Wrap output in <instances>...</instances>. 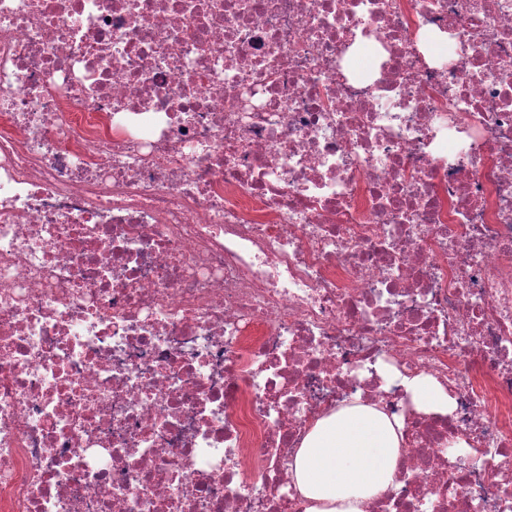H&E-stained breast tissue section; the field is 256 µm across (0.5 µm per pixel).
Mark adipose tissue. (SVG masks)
<instances>
[{"label": "adipose tissue", "mask_w": 512, "mask_h": 512, "mask_svg": "<svg viewBox=\"0 0 512 512\" xmlns=\"http://www.w3.org/2000/svg\"><path fill=\"white\" fill-rule=\"evenodd\" d=\"M402 419L361 400L315 421L291 464L304 512H365L396 486Z\"/></svg>", "instance_id": "obj_1"}]
</instances>
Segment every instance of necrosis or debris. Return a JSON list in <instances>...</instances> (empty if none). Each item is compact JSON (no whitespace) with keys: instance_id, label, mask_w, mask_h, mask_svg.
Returning a JSON list of instances; mask_svg holds the SVG:
<instances>
[{"instance_id":"necrosis-or-debris-1","label":"necrosis or debris","mask_w":512,"mask_h":512,"mask_svg":"<svg viewBox=\"0 0 512 512\" xmlns=\"http://www.w3.org/2000/svg\"><path fill=\"white\" fill-rule=\"evenodd\" d=\"M356 398L512 512V0H0V512H303ZM405 386L412 393L419 410L446 413L450 410L451 399L443 387L431 377H416L406 380Z\"/></svg>"}]
</instances>
